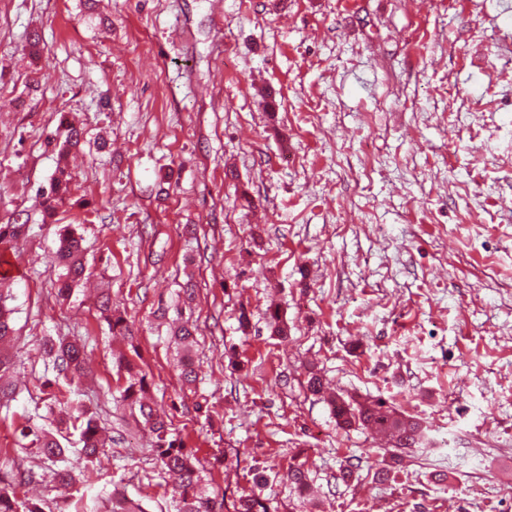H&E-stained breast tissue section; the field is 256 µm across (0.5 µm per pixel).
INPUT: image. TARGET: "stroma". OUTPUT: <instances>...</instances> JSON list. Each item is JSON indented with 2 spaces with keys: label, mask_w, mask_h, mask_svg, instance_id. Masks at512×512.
Returning a JSON list of instances; mask_svg holds the SVG:
<instances>
[{
  "label": "stroma",
  "mask_w": 512,
  "mask_h": 512,
  "mask_svg": "<svg viewBox=\"0 0 512 512\" xmlns=\"http://www.w3.org/2000/svg\"><path fill=\"white\" fill-rule=\"evenodd\" d=\"M67 112L84 127L68 165L87 205L52 225L37 190ZM23 209L0 481L32 472L43 512H109L115 488L174 512L149 429L118 403V354L146 375L207 491L251 490L262 471L276 512H512V0H0V224ZM60 223L78 225L93 274L64 300L47 263ZM189 279L192 390L168 340ZM97 288L132 340L110 335ZM272 302L287 338L266 325ZM51 336L85 340L72 401L114 438L74 490L18 432L61 431L65 379L44 383ZM311 362L335 390L420 418L431 447L372 480L389 448L337 428L304 387ZM228 448L238 466L219 463ZM301 452L312 502L283 479ZM354 460L362 470L342 481Z\"/></svg>",
  "instance_id": "obj_1"
}]
</instances>
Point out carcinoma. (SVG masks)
Wrapping results in <instances>:
<instances>
[{"label": "carcinoma", "mask_w": 512, "mask_h": 512, "mask_svg": "<svg viewBox=\"0 0 512 512\" xmlns=\"http://www.w3.org/2000/svg\"><path fill=\"white\" fill-rule=\"evenodd\" d=\"M60 129L65 136L63 147L76 146L80 143L83 129L78 121L66 117L62 120ZM38 195L41 199L43 217L53 218L59 207L72 195V176L65 163H59L48 185L41 187ZM23 215L24 212L20 211L12 221L0 224V252L7 250L24 232L28 220L24 219ZM57 235L58 247L51 263L61 269L58 295L67 297L86 272L83 238L70 224L58 227ZM7 284L9 281L0 279V399L13 394L10 384L6 382V376L12 366L7 345L14 337L12 311L6 305L10 292V289L6 288ZM97 307L113 335H133L130 322L120 312L112 309V301L107 294L102 292L98 295ZM266 315L271 334L280 338L287 337L288 323L283 319L280 310L271 306L267 309ZM194 336L195 327L188 320L172 330L174 342L187 353L182 361L180 378L188 387L195 385L199 379L198 370L189 356ZM43 353L48 358L47 365L64 373L69 387L78 390L89 371L84 346L75 339L48 338L44 342ZM116 364L127 374V385L123 390L122 400L132 409L138 410L145 424L156 436L151 451L154 459L170 479L176 512H223L229 508L233 509V512H271L269 499L261 497V494L253 490L242 493L229 505L223 504L217 496L208 494L202 486V475L195 465L194 454L184 448L181 440L169 437V424L155 416L152 408L144 401L146 376L124 355L116 358ZM305 376L307 390L314 395L324 396L339 428H362L383 436L393 448L391 459L398 461L406 450L418 448L425 443L426 432L417 417L398 410L380 398L371 399L357 394L327 392V379L322 369L314 363L306 366ZM68 421L73 430L78 432L80 445V448L76 449L79 459L74 463L69 462V449L62 447L52 432L29 424L20 430L21 438L29 440V445L37 450L38 456L56 466L55 474L59 484L64 488H69L76 482L78 473L83 475L84 481H91L93 469L90 465L111 443L107 429L81 407H70ZM285 477L290 488L298 496L306 497L311 494L313 479L310 478L306 462L296 460L290 463ZM31 481L32 476L21 475L16 481L1 485L0 512H42L38 504L17 494V487ZM110 512H142V508L137 501L115 492L112 494Z\"/></svg>", "instance_id": "carcinoma-1"}]
</instances>
